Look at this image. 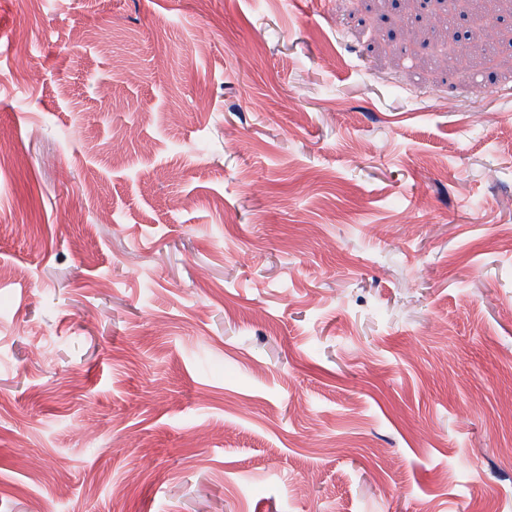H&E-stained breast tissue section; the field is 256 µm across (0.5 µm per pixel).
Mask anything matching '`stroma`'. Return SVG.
I'll list each match as a JSON object with an SVG mask.
<instances>
[{
  "label": "stroma",
  "instance_id": "35a3bbf8",
  "mask_svg": "<svg viewBox=\"0 0 512 512\" xmlns=\"http://www.w3.org/2000/svg\"><path fill=\"white\" fill-rule=\"evenodd\" d=\"M480 11L0 0V512H512Z\"/></svg>",
  "mask_w": 512,
  "mask_h": 512
}]
</instances>
